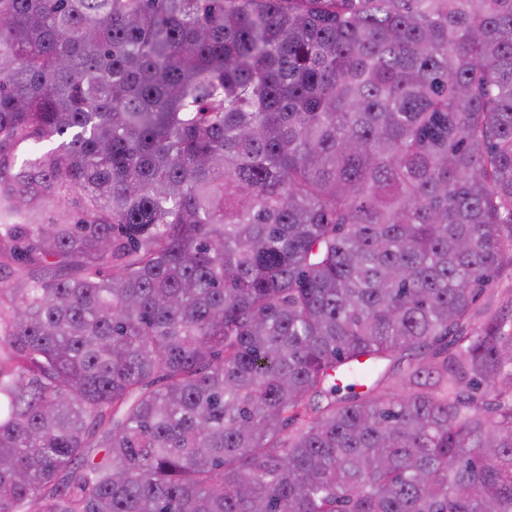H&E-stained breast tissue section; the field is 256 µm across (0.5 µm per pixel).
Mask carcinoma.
Returning a JSON list of instances; mask_svg holds the SVG:
<instances>
[{"label": "carcinoma", "mask_w": 512, "mask_h": 512, "mask_svg": "<svg viewBox=\"0 0 512 512\" xmlns=\"http://www.w3.org/2000/svg\"><path fill=\"white\" fill-rule=\"evenodd\" d=\"M507 255L512 0H0V512H512Z\"/></svg>", "instance_id": "cac0c4a2"}]
</instances>
